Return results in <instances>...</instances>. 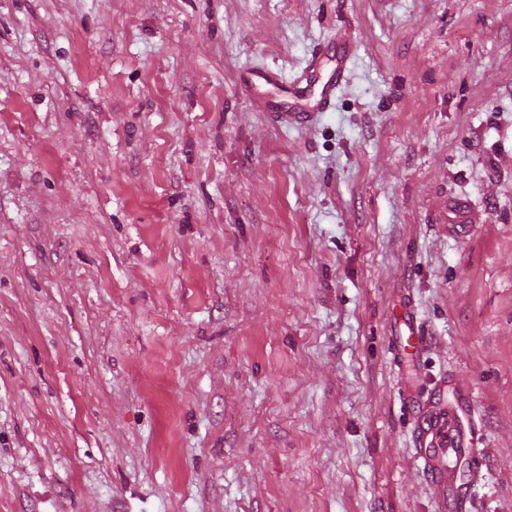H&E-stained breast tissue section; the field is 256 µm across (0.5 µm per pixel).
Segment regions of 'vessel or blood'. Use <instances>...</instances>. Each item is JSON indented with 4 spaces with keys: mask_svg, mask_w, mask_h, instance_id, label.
Segmentation results:
<instances>
[{
    "mask_svg": "<svg viewBox=\"0 0 512 512\" xmlns=\"http://www.w3.org/2000/svg\"><path fill=\"white\" fill-rule=\"evenodd\" d=\"M354 50V42L343 39L324 59L311 61L304 82H292L286 94L266 100L270 115L289 125H301L327 111L345 78Z\"/></svg>",
    "mask_w": 512,
    "mask_h": 512,
    "instance_id": "1",
    "label": "vessel or blood"
}]
</instances>
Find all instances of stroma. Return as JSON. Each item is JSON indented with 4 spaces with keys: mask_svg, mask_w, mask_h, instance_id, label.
Listing matches in <instances>:
<instances>
[{
    "mask_svg": "<svg viewBox=\"0 0 512 512\" xmlns=\"http://www.w3.org/2000/svg\"><path fill=\"white\" fill-rule=\"evenodd\" d=\"M343 38L308 126L240 83ZM458 487L512 512V0H0V512Z\"/></svg>",
    "mask_w": 512,
    "mask_h": 512,
    "instance_id": "1",
    "label": "stroma"
}]
</instances>
